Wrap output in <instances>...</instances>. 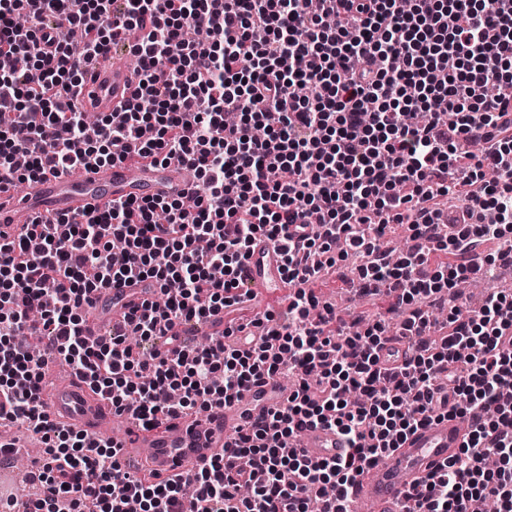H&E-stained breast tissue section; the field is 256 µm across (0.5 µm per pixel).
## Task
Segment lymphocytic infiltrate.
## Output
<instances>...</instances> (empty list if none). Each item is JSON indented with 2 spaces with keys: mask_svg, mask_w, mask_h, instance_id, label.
Returning <instances> with one entry per match:
<instances>
[{
  "mask_svg": "<svg viewBox=\"0 0 512 512\" xmlns=\"http://www.w3.org/2000/svg\"><path fill=\"white\" fill-rule=\"evenodd\" d=\"M190 27L204 40H186ZM132 29L138 86L85 138L68 104L81 65ZM18 56L26 70L0 69V187L131 155L179 157L199 180L191 208L117 200L0 243V392L50 453L27 512H346L364 471L439 412L465 418L467 440L405 512H512V293L474 307L456 291L499 261H466L473 242L512 247V0H0V59ZM391 224L410 231L396 259L381 242ZM259 239L294 287L259 343L244 347L233 321L203 344L172 335L253 300L244 265ZM339 242L366 259L361 293L394 286L401 329L417 331L398 367L379 365L389 324L337 319L311 288ZM133 279L160 299L89 340L90 295ZM427 302L448 306L435 338ZM24 336L145 426L284 373L294 386L239 431L231 459L154 482L123 471L112 441L49 421L44 360ZM317 425L345 437V458L302 454Z\"/></svg>",
  "mask_w": 512,
  "mask_h": 512,
  "instance_id": "lymphocytic-infiltrate-1",
  "label": "lymphocytic infiltrate"
}]
</instances>
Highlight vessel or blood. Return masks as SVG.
<instances>
[{"label": "vessel or blood", "instance_id": "b4317fda", "mask_svg": "<svg viewBox=\"0 0 512 512\" xmlns=\"http://www.w3.org/2000/svg\"><path fill=\"white\" fill-rule=\"evenodd\" d=\"M82 69L80 99L87 111L112 113L130 99L135 75L113 51L92 57ZM189 190L181 169L128 159L85 166L76 176L49 173L26 182L22 191L0 193V240L15 238L31 224L75 219L87 210L105 209L115 200L178 197ZM245 275L261 296L286 287L280 253L263 239L255 242L249 254ZM154 294L143 283L115 284L96 293L86 307L91 339L103 336V321L123 325L129 311ZM59 367V359L46 357L42 379L51 385L44 399L50 421L93 438H112L127 469L152 471L162 481L195 470L208 459L228 456L236 429L261 418L273 401L288 395L284 384L267 379L242 393L234 405L203 415L164 418L145 427L134 410L114 413L109 400L92 392L77 376L58 380ZM11 402L10 394H0V448L19 459L28 456L34 437L7 427ZM464 434L460 419L452 415L432 419L410 433L400 448L365 471L350 496L351 512H400L407 492L458 454ZM299 446L307 457L318 460L343 457L347 449L338 431L321 426L305 430Z\"/></svg>", "mask_w": 512, "mask_h": 512}]
</instances>
